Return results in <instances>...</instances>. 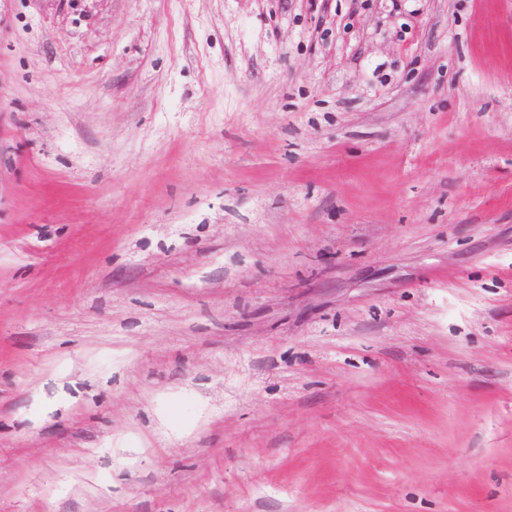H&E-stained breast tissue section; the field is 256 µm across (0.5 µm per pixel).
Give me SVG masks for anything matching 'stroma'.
<instances>
[{"label": "stroma", "instance_id": "1", "mask_svg": "<svg viewBox=\"0 0 512 512\" xmlns=\"http://www.w3.org/2000/svg\"><path fill=\"white\" fill-rule=\"evenodd\" d=\"M0 512H512V0H0Z\"/></svg>", "mask_w": 512, "mask_h": 512}]
</instances>
